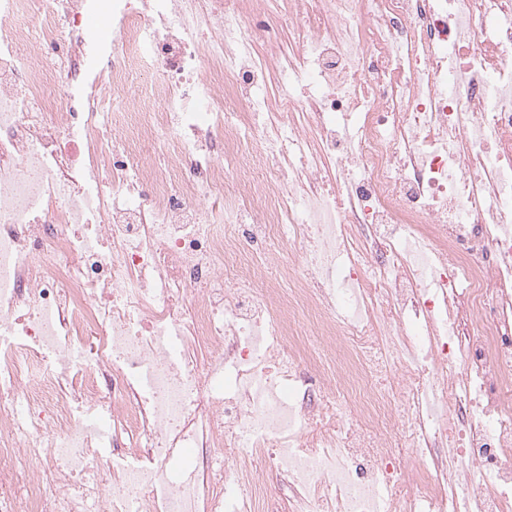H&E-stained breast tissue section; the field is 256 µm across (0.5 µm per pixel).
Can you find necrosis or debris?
<instances>
[{"instance_id":"4bbe7bcc","label":"necrosis or debris","mask_w":512,"mask_h":512,"mask_svg":"<svg viewBox=\"0 0 512 512\" xmlns=\"http://www.w3.org/2000/svg\"><path fill=\"white\" fill-rule=\"evenodd\" d=\"M403 442L512 512V0H0V512H388Z\"/></svg>"}]
</instances>
